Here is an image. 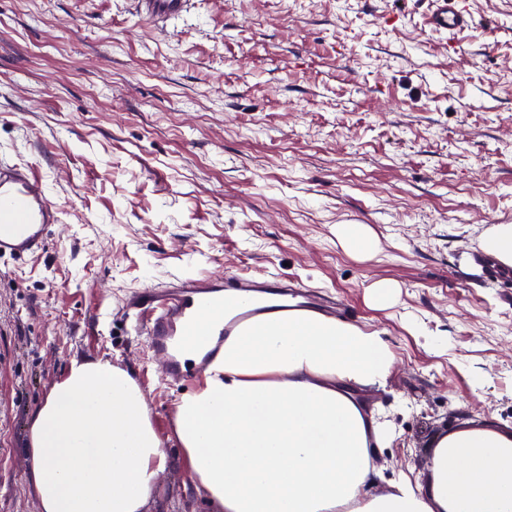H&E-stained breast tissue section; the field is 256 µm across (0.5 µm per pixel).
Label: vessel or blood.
<instances>
[{"label":"vessel or blood","mask_w":512,"mask_h":512,"mask_svg":"<svg viewBox=\"0 0 512 512\" xmlns=\"http://www.w3.org/2000/svg\"><path fill=\"white\" fill-rule=\"evenodd\" d=\"M138 6L147 17L174 18L182 15L186 0H138ZM472 21L463 0H428L425 22L430 31L453 35L468 28ZM57 221L58 209L32 168L0 165V259L21 260L44 251L49 229ZM255 292L283 306L295 301L309 309L323 308L320 299L306 294L297 282L201 274L139 292L128 301L126 312L148 336L152 348L165 356L164 376L184 381L193 377L195 367L183 362L175 337L190 335L196 321L221 309L230 293L240 305L237 322L250 319L255 314L251 298Z\"/></svg>","instance_id":"1"}]
</instances>
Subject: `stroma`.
Listing matches in <instances>:
<instances>
[{
  "label": "stroma",
  "instance_id": "stroma-1",
  "mask_svg": "<svg viewBox=\"0 0 512 512\" xmlns=\"http://www.w3.org/2000/svg\"><path fill=\"white\" fill-rule=\"evenodd\" d=\"M465 2L450 38L427 0H188L161 22L137 0H0V164L40 171L60 217L42 253L0 261V512H39L32 417L98 359L165 444L146 512H214L174 435L191 384L123 313L197 272L304 282L382 337L390 374L359 393L390 431L375 492L421 484L434 434L512 426V283L478 246L512 224V0ZM337 224L369 225L378 255ZM334 233L343 248L358 260H369L380 250V240L369 225L337 224ZM395 288H398L391 280H379L369 287L367 302L375 309H385L394 303Z\"/></svg>",
  "mask_w": 512,
  "mask_h": 512
}]
</instances>
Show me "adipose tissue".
Instances as JSON below:
<instances>
[{"mask_svg": "<svg viewBox=\"0 0 512 512\" xmlns=\"http://www.w3.org/2000/svg\"><path fill=\"white\" fill-rule=\"evenodd\" d=\"M334 233L358 260L380 249L369 225ZM392 364L380 336L312 310L238 326L176 405L191 481L217 512H512V428L438 435L427 487L403 478L373 493L383 426L358 391ZM30 440L40 512H144L167 466L134 377L103 360L72 363L34 414Z\"/></svg>", "mask_w": 512, "mask_h": 512, "instance_id": "adipose-tissue-1", "label": "adipose tissue"}]
</instances>
